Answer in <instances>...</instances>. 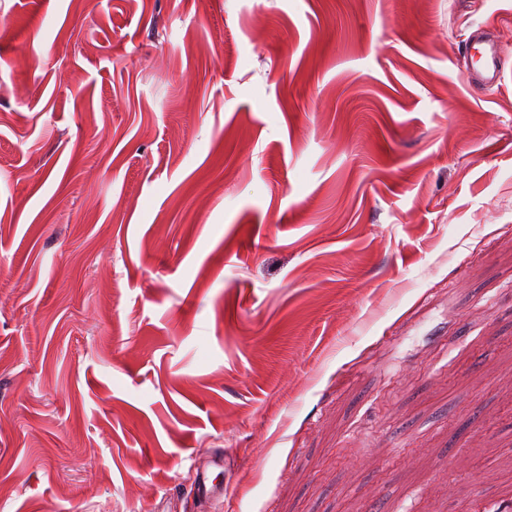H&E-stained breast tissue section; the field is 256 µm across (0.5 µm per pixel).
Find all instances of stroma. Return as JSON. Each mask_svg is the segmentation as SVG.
I'll return each mask as SVG.
<instances>
[{
    "label": "stroma",
    "instance_id": "stroma-1",
    "mask_svg": "<svg viewBox=\"0 0 512 512\" xmlns=\"http://www.w3.org/2000/svg\"><path fill=\"white\" fill-rule=\"evenodd\" d=\"M0 512H512V0H0ZM482 34L483 32H479L474 39L466 42L464 53L471 57V51L474 50L480 56L481 65L473 68L472 80L485 86H493L501 79L502 64L497 56L494 40L483 38ZM215 482L216 478H211L205 468L197 469L193 482L194 494L209 499H222L224 497V484L222 481Z\"/></svg>",
    "mask_w": 512,
    "mask_h": 512
}]
</instances>
